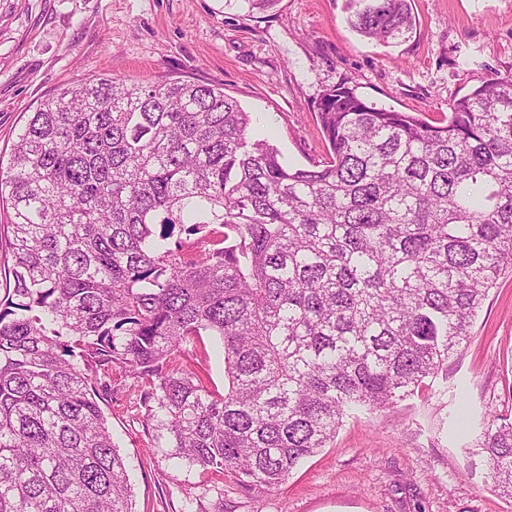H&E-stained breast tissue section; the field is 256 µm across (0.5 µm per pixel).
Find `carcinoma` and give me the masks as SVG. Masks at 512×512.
<instances>
[{
	"label": "carcinoma",
	"mask_w": 512,
	"mask_h": 512,
	"mask_svg": "<svg viewBox=\"0 0 512 512\" xmlns=\"http://www.w3.org/2000/svg\"><path fill=\"white\" fill-rule=\"evenodd\" d=\"M345 10L413 30L411 0ZM319 119L326 158L296 167L215 85L80 80L28 116L0 170V512H132L114 371L170 457L272 491L459 355L512 273V78L435 124L340 84ZM205 333L222 393L183 361ZM475 448L512 500V413ZM207 359L203 361L206 380L210 387L224 391V354L221 342L216 336H202Z\"/></svg>",
	"instance_id": "cac0c4a2"
}]
</instances>
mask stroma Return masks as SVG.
Wrapping results in <instances>:
<instances>
[{"label": "stroma", "instance_id": "stroma-1", "mask_svg": "<svg viewBox=\"0 0 512 512\" xmlns=\"http://www.w3.org/2000/svg\"><path fill=\"white\" fill-rule=\"evenodd\" d=\"M343 4L278 0L259 13L237 0H0V155L30 112L77 79L221 85L289 163L306 165L326 155L318 105L333 86L432 121L482 80L512 77V0H412V34L386 45L354 32ZM462 390L466 438L451 423ZM135 403L122 389L101 403L134 512H512L474 447L485 408L512 409V277L491 289L436 379L391 411L345 418L279 489L202 479L158 447Z\"/></svg>", "mask_w": 512, "mask_h": 512}]
</instances>
